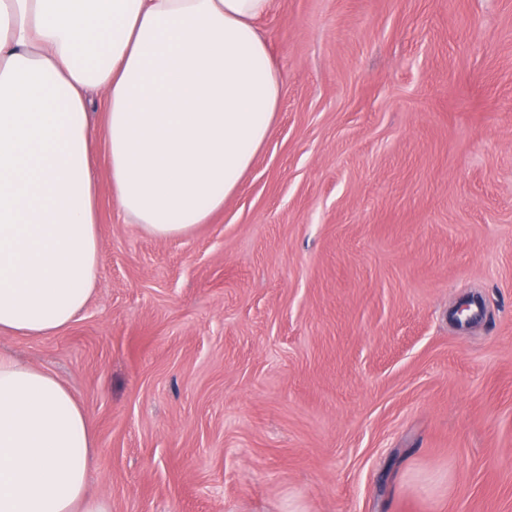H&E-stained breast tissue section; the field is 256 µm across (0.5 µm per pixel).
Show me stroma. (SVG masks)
Here are the masks:
<instances>
[{
	"mask_svg": "<svg viewBox=\"0 0 512 512\" xmlns=\"http://www.w3.org/2000/svg\"><path fill=\"white\" fill-rule=\"evenodd\" d=\"M258 25L284 91L240 188L156 237L98 148L88 306L0 352L86 408L112 512H512V0Z\"/></svg>",
	"mask_w": 512,
	"mask_h": 512,
	"instance_id": "obj_1",
	"label": "stroma"
}]
</instances>
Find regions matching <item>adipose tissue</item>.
<instances>
[{
    "label": "adipose tissue",
    "instance_id": "adipose-tissue-1",
    "mask_svg": "<svg viewBox=\"0 0 512 512\" xmlns=\"http://www.w3.org/2000/svg\"><path fill=\"white\" fill-rule=\"evenodd\" d=\"M273 3L0 0V333L51 336L86 308L97 141L121 211L149 234H186L223 209L283 93L257 25ZM97 452L58 377L0 356V512H111L87 493Z\"/></svg>",
    "mask_w": 512,
    "mask_h": 512
}]
</instances>
